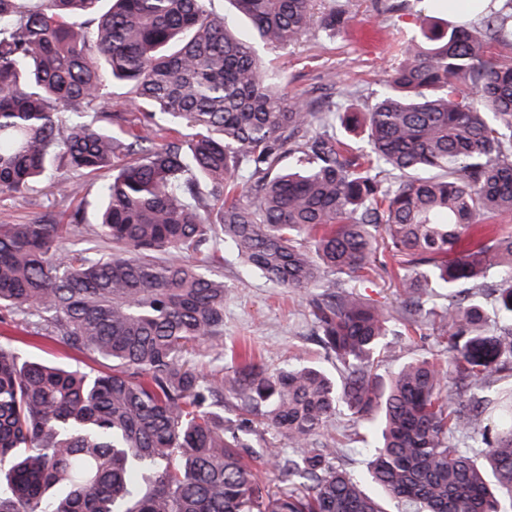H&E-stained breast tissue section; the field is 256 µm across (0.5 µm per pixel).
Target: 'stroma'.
<instances>
[{
	"label": "stroma",
	"mask_w": 512,
	"mask_h": 512,
	"mask_svg": "<svg viewBox=\"0 0 512 512\" xmlns=\"http://www.w3.org/2000/svg\"><path fill=\"white\" fill-rule=\"evenodd\" d=\"M396 10H381L375 0H320V10L337 9L348 19L347 28L324 35L310 33L285 49L264 48L265 68L281 80L289 97L331 96L340 112L368 111L384 90L388 74L399 59L406 37L419 33L423 24H440L448 18V0H399ZM108 171L74 175L76 195L45 180L23 192L0 193V224H24L42 214L65 224L74 210L86 223L96 221L100 206L98 189ZM228 286L224 305V339L207 343L200 367L204 373H231L235 351L252 352L267 368L287 366L295 359L332 368L320 343L301 295L258 274H242L232 256L221 269ZM388 336L381 364L389 373L412 356L433 357L443 349V339L431 326L410 332L395 324ZM0 344L21 359L78 369L88 373L108 371L109 365L92 352L67 347L31 317L12 313L0 316ZM360 425L348 413L332 422L329 433L336 443L334 464L351 474L366 470L368 458L358 440Z\"/></svg>",
	"instance_id": "obj_1"
}]
</instances>
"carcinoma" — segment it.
<instances>
[{"mask_svg": "<svg viewBox=\"0 0 512 512\" xmlns=\"http://www.w3.org/2000/svg\"><path fill=\"white\" fill-rule=\"evenodd\" d=\"M100 2L0 0V193L114 169L94 230L80 234L78 210L0 224V311L112 363L90 375L0 345V512H386L380 492L400 512H502L512 233L482 224L477 246L448 252L512 213V0L408 42L370 111L336 114L366 127L357 151L318 134L332 105L289 98L210 0ZM233 2L275 47L346 25L315 0ZM114 80L139 111L108 109ZM219 251L304 296L337 375L252 359L201 373L224 330ZM381 272L405 327L443 299L450 329L439 357L386 378L393 316L341 282ZM451 375L471 405L448 395ZM344 410L364 424L363 479L334 467L324 435ZM260 431L272 438L256 448Z\"/></svg>", "mask_w": 512, "mask_h": 512, "instance_id": "cac0c4a2", "label": "carcinoma"}]
</instances>
